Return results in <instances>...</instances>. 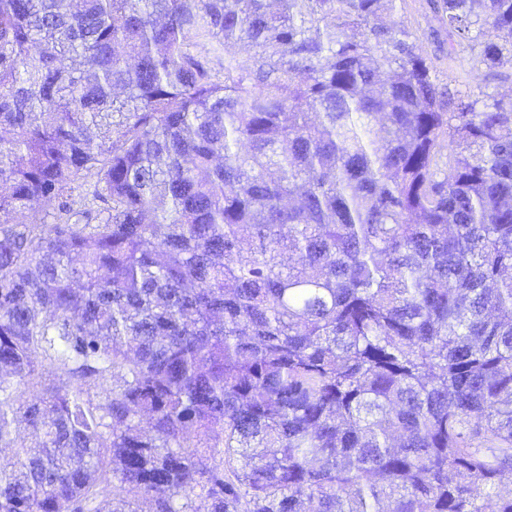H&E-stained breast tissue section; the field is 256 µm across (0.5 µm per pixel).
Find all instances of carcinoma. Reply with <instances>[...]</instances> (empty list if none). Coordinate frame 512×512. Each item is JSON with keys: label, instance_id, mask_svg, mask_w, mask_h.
<instances>
[{"label": "carcinoma", "instance_id": "carcinoma-1", "mask_svg": "<svg viewBox=\"0 0 512 512\" xmlns=\"http://www.w3.org/2000/svg\"><path fill=\"white\" fill-rule=\"evenodd\" d=\"M398 2L0 0V512H512V97ZM400 6L401 20L414 32L420 51L431 61L439 80L447 82L450 70L453 75L460 76L470 85L487 84L491 88L497 87L501 92L511 91L512 94V82L509 80L500 83L487 78L486 70L474 64L469 51L455 46L454 60L448 61V37L441 33L440 38L445 40L444 50H441L433 33V30H441L440 24L430 11L426 0H405ZM448 66H451V69L448 70Z\"/></svg>", "mask_w": 512, "mask_h": 512}]
</instances>
